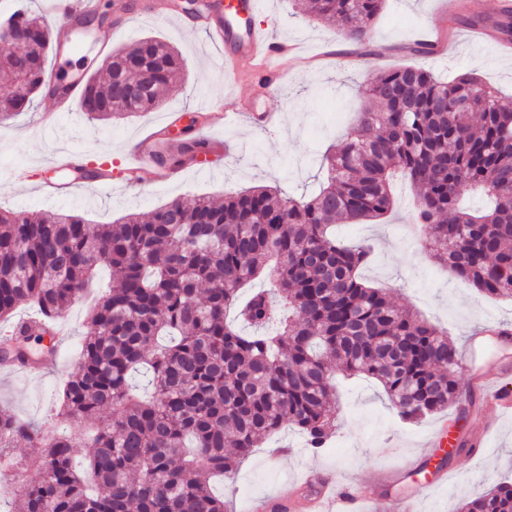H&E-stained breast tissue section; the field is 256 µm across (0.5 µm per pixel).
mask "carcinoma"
Returning <instances> with one entry per match:
<instances>
[{
  "label": "carcinoma",
  "instance_id": "obj_1",
  "mask_svg": "<svg viewBox=\"0 0 512 512\" xmlns=\"http://www.w3.org/2000/svg\"><path fill=\"white\" fill-rule=\"evenodd\" d=\"M384 0H312L316 17L349 42L365 43ZM221 6L182 0L185 15ZM27 64L18 78L0 48V123L45 88L54 29L23 10L6 18ZM132 62L141 93H122ZM100 84L85 82L80 108L91 120L134 116L160 105L183 75L181 54L144 38L106 61ZM375 102L355 132L323 158L327 179L310 197L254 186L224 197L176 198L143 218L90 224L70 213L31 217L0 210V320L19 343L39 339L64 317L99 269L109 284L90 309L77 372L62 386L48 434L0 410V459L27 441L38 472L5 512H224L212 479L227 475L283 426L318 453L335 430L336 380L377 381L397 416L419 421L461 399V355L448 336L365 284L367 245H347L334 227L376 220L395 203L394 178L416 191L412 223L429 255L491 297L512 299V107L475 74L442 82L427 69L383 70L369 83ZM478 114L465 122L461 113ZM189 120L161 163L171 170L213 152ZM491 202L460 207L465 190ZM263 278L268 288L240 290ZM22 307L40 329L13 319ZM233 321H228V311ZM150 375L144 398L131 379ZM87 448L86 468L74 460ZM461 512H512L502 482Z\"/></svg>",
  "mask_w": 512,
  "mask_h": 512
}]
</instances>
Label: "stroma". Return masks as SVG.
Wrapping results in <instances>:
<instances>
[{
	"mask_svg": "<svg viewBox=\"0 0 512 512\" xmlns=\"http://www.w3.org/2000/svg\"><path fill=\"white\" fill-rule=\"evenodd\" d=\"M444 2L385 0L370 41L354 44L342 40L333 27L310 19L311 0H262L253 24L265 25L274 37L297 45L304 60L288 70L278 93L258 99L253 98L251 85L223 64L219 51L187 15L163 21L134 18L122 31L96 29L94 37L106 40L113 50L148 36L174 45L185 61L181 81L152 111L108 121L91 120L78 111L62 116L49 134L38 127L37 117L51 102L48 95H39L33 109L0 124V209L32 216L69 212L93 224H113L132 211L150 214L177 197L209 196L220 203L225 194L256 185L310 196L325 178L324 152L353 129L356 109L369 102L367 84L388 68L419 65L442 80L473 72L512 103V49L481 50L469 28L449 31ZM103 59L94 47L51 55L45 74H85L102 80ZM203 97L237 99L247 108L255 104L271 109L280 113L281 123L270 132L248 119L231 126L197 127L199 136L221 145L204 159L207 173L182 168L163 181L126 184L121 171L130 145L159 129L165 119L195 112ZM61 149L80 152L90 167L111 169V195L80 187L66 197L45 199L39 192L42 174ZM19 166L28 168L27 182L10 180L11 171ZM413 203V189L402 182L385 218L339 226L345 243L365 241L374 248L373 260L363 270L365 282L447 331L460 350L487 322L512 327L511 300L491 298L463 284L425 253L422 238L407 236ZM88 308L83 301L67 312L66 337L47 369L31 375L0 368V405L46 430L59 429L52 406L75 369ZM336 406V435L323 452H307L302 436L283 427L236 471L215 481L216 493L232 505L233 512H249L254 501L300 494L308 471L317 469L332 474L337 485L358 484L376 508L390 493H407L429 477L417 455L439 424L450 447L433 449L429 462L447 471L448 482L414 499L413 512H459L464 502L491 486L512 482V411L491 409L480 393L419 422L406 423L390 410L378 383L353 378L340 383Z\"/></svg>",
	"mask_w": 512,
	"mask_h": 512,
	"instance_id": "35a3bbf8",
	"label": "stroma"
}]
</instances>
